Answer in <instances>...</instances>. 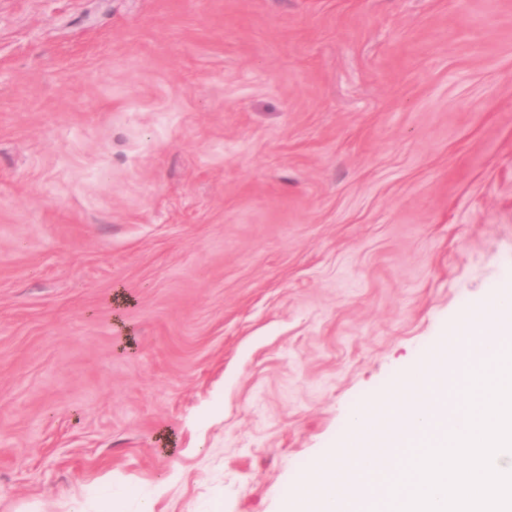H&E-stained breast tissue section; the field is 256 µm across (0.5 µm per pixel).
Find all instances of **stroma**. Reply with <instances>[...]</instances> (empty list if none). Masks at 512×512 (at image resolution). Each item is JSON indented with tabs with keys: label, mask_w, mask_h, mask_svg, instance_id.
<instances>
[{
	"label": "stroma",
	"mask_w": 512,
	"mask_h": 512,
	"mask_svg": "<svg viewBox=\"0 0 512 512\" xmlns=\"http://www.w3.org/2000/svg\"><path fill=\"white\" fill-rule=\"evenodd\" d=\"M512 283V0H0V512H280Z\"/></svg>",
	"instance_id": "1"
}]
</instances>
